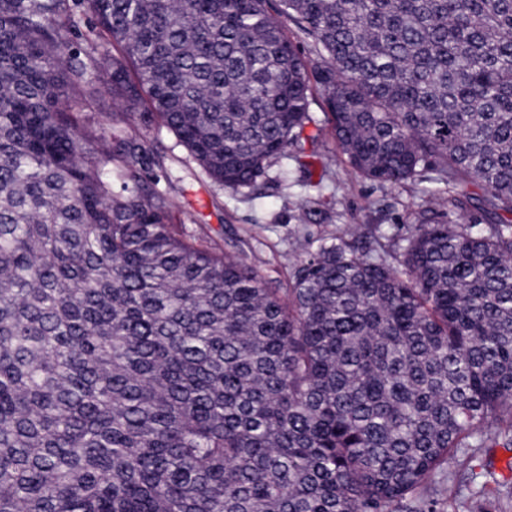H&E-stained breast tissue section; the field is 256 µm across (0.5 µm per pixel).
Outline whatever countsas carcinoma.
<instances>
[{
	"mask_svg": "<svg viewBox=\"0 0 512 512\" xmlns=\"http://www.w3.org/2000/svg\"><path fill=\"white\" fill-rule=\"evenodd\" d=\"M153 121L230 188L280 158L436 187L272 288L175 231ZM496 447L512 0H0V512H436L435 476Z\"/></svg>",
	"mask_w": 512,
	"mask_h": 512,
	"instance_id": "obj_1",
	"label": "carcinoma"
}]
</instances>
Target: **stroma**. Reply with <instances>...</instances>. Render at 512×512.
Instances as JSON below:
<instances>
[{
  "mask_svg": "<svg viewBox=\"0 0 512 512\" xmlns=\"http://www.w3.org/2000/svg\"><path fill=\"white\" fill-rule=\"evenodd\" d=\"M139 137L150 153L163 157L169 172L181 178L175 227L200 247L218 254L239 253L274 287L288 279L289 254L315 250L348 224L361 225L370 240L395 237L419 201L412 188L360 178L339 163L325 183L326 193L335 194L337 205L326 214L302 220L297 206L316 189L308 185L307 173L295 161H276L253 186L231 190L213 184L160 124L141 128ZM447 475L459 488L458 499L440 505L438 512H464L471 491L490 475L509 491L493 500L491 512H512V448H479L472 455L456 457Z\"/></svg>",
  "mask_w": 512,
  "mask_h": 512,
  "instance_id": "1",
  "label": "stroma"
}]
</instances>
